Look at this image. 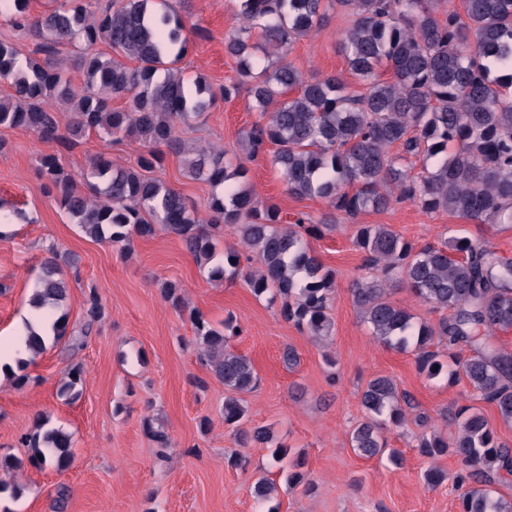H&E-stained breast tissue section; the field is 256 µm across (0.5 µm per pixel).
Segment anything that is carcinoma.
<instances>
[{
    "instance_id": "carcinoma-1",
    "label": "carcinoma",
    "mask_w": 512,
    "mask_h": 512,
    "mask_svg": "<svg viewBox=\"0 0 512 512\" xmlns=\"http://www.w3.org/2000/svg\"><path fill=\"white\" fill-rule=\"evenodd\" d=\"M5 2L13 24L33 28L41 43L25 56L0 42V78L12 88L0 97V126L23 127L65 151L90 133L142 146L129 167L92 159L84 190L59 154L41 159L39 177L59 193L81 230L122 246L160 227L208 263L215 235L234 224L242 250L224 252V265L213 267L210 279H241L255 295L279 302L281 316L299 330L315 339L330 335L335 273L314 255L305 234L333 225H306L300 218L284 225L278 207L238 185L246 177L245 162H225L222 150L187 163L189 176L223 188L207 219L180 192L151 177L163 148L182 149L178 128L214 99L200 78L187 83L179 67L189 43L182 17L160 9L159 0H111L97 14L82 0H61L34 18L30 0ZM237 6L241 25L224 38V49L250 82L261 117L243 144L246 162L273 148L271 162L288 194L324 199L348 216L409 201L476 224H512V0H463L461 13L449 0H237ZM331 9L349 17L340 48L363 82L361 92L349 91L333 75L307 77L287 60L288 50L321 28ZM62 43L84 49L77 90L54 59ZM100 43L110 52L93 51ZM259 49L276 57L274 68H259ZM383 65L387 80L377 73ZM117 96L129 98L126 108L112 109ZM54 100L70 112L63 134ZM413 158L422 162L420 176L412 172ZM355 243L365 252L370 277L356 280L353 292L373 335L396 348L414 346L419 368L431 376L446 367L440 357L447 351L453 359L448 376L463 375L512 424V353L493 341L496 332L512 329V260L467 237L418 248L386 225H359ZM49 253L35 292L48 316L68 290L62 255L53 247ZM393 279L448 316L436 324L412 322L390 300ZM104 316L92 294L78 332L68 336L66 327L53 323L56 340L68 338L67 348L76 351ZM189 319L211 374L232 392L224 401V423L236 428L244 447L271 442L265 427L240 428L245 410L236 394L255 388L256 372L231 349L224 333L231 322L224 321L221 331L193 311ZM362 405L367 418L352 432L351 446L371 458L386 446L382 416L402 426L412 404L391 378L379 376L367 383ZM454 419L451 438L424 434L417 448L432 459L448 452L457 457L452 483L463 512H512V505L505 508L476 488L512 473V448L497 442L482 413L464 408ZM20 443L41 469L71 462V439L59 429L44 431L38 423Z\"/></svg>"
}]
</instances>
